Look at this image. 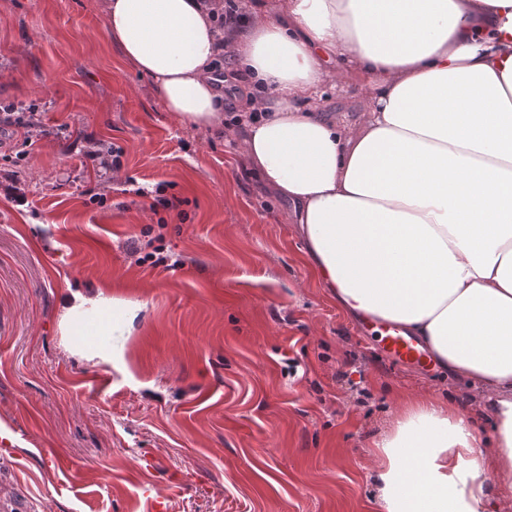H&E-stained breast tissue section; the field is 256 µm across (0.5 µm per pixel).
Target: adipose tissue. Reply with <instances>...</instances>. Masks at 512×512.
Returning <instances> with one entry per match:
<instances>
[{"mask_svg":"<svg viewBox=\"0 0 512 512\" xmlns=\"http://www.w3.org/2000/svg\"><path fill=\"white\" fill-rule=\"evenodd\" d=\"M221 7L100 2L123 58L185 125L223 129L211 66L229 49L250 113L240 153L292 203L318 282L349 316L419 339L494 414L490 442L448 401L404 409L375 442L382 512H499L486 476L512 477V0H278L229 31ZM338 63L367 80L349 122L316 107ZM140 310L71 288L61 334L109 365Z\"/></svg>","mask_w":512,"mask_h":512,"instance_id":"1","label":"adipose tissue"}]
</instances>
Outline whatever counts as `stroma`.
Segmentation results:
<instances>
[{
	"label": "stroma",
	"instance_id": "stroma-1",
	"mask_svg": "<svg viewBox=\"0 0 512 512\" xmlns=\"http://www.w3.org/2000/svg\"><path fill=\"white\" fill-rule=\"evenodd\" d=\"M98 3L0 0V106L34 123L0 126V495L33 512H151L153 496L163 512H380L373 442L402 405L448 396L491 436L465 384L391 362L337 307L291 204L235 140L164 111ZM366 94L345 67L318 107ZM95 141L122 148L120 171L87 157ZM159 183L181 211H151ZM158 236L175 268L128 258ZM70 286L142 303L123 363L66 348Z\"/></svg>",
	"mask_w": 512,
	"mask_h": 512
}]
</instances>
